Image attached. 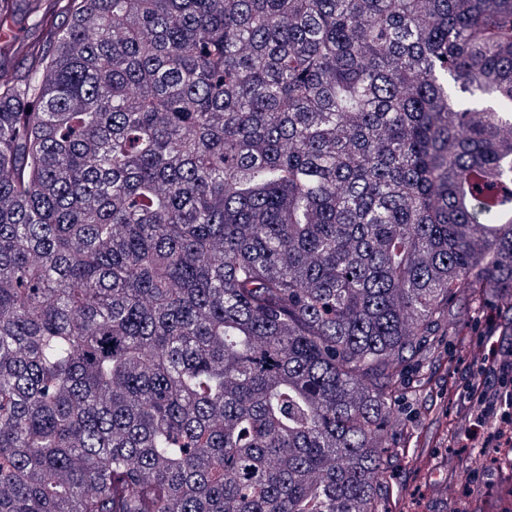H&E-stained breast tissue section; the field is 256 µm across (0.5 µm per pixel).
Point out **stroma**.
<instances>
[{"label": "stroma", "instance_id": "1", "mask_svg": "<svg viewBox=\"0 0 512 512\" xmlns=\"http://www.w3.org/2000/svg\"><path fill=\"white\" fill-rule=\"evenodd\" d=\"M444 386L437 381L424 397L401 401L399 427L416 429L425 452L400 451L392 461L390 486L404 492L405 512H512V499L501 494L512 475H495L492 450L451 448L430 440L432 425L450 420L442 401ZM471 472L483 474V481L467 483Z\"/></svg>", "mask_w": 512, "mask_h": 512}]
</instances>
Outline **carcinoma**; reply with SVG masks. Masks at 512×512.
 <instances>
[{
    "label": "carcinoma",
    "mask_w": 512,
    "mask_h": 512,
    "mask_svg": "<svg viewBox=\"0 0 512 512\" xmlns=\"http://www.w3.org/2000/svg\"><path fill=\"white\" fill-rule=\"evenodd\" d=\"M45 2L0 0V512H387L409 364L512 311V0Z\"/></svg>",
    "instance_id": "carcinoma-1"
}]
</instances>
